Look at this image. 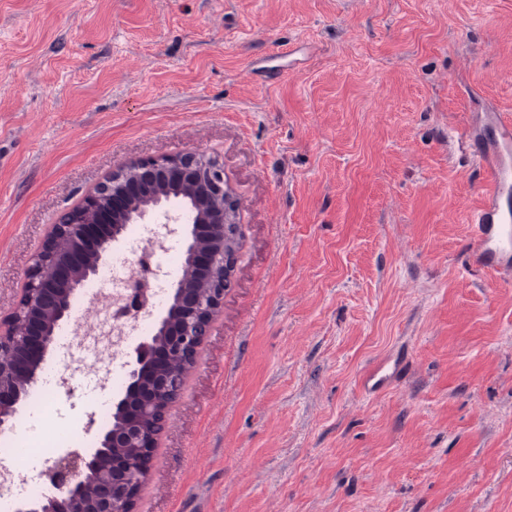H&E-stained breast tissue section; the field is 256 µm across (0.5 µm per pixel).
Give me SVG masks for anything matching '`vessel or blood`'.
I'll return each mask as SVG.
<instances>
[{
  "label": "vessel or blood",
  "mask_w": 512,
  "mask_h": 512,
  "mask_svg": "<svg viewBox=\"0 0 512 512\" xmlns=\"http://www.w3.org/2000/svg\"><path fill=\"white\" fill-rule=\"evenodd\" d=\"M496 135L472 153L483 168L492 190L482 207L468 222L477 244L475 267L480 271L504 272L512 269V124L492 116ZM397 368L379 364L361 381L366 395H376L396 380Z\"/></svg>",
  "instance_id": "obj_1"
}]
</instances>
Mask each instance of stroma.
I'll list each match as a JSON object with an SVG mask.
<instances>
[{"instance_id": "1", "label": "stroma", "mask_w": 512, "mask_h": 512, "mask_svg": "<svg viewBox=\"0 0 512 512\" xmlns=\"http://www.w3.org/2000/svg\"><path fill=\"white\" fill-rule=\"evenodd\" d=\"M491 112L512 0H0V320L114 168L195 152L239 201L136 512H512V277L469 269L488 187L448 135ZM86 370L6 439L81 448ZM399 363H394L390 368L382 363L370 369L362 378L361 387L368 396H374L383 389L389 388L396 380Z\"/></svg>"}]
</instances>
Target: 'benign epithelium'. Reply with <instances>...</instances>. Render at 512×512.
<instances>
[{"label":"benign epithelium","mask_w":512,"mask_h":512,"mask_svg":"<svg viewBox=\"0 0 512 512\" xmlns=\"http://www.w3.org/2000/svg\"><path fill=\"white\" fill-rule=\"evenodd\" d=\"M215 161L194 152L134 160L116 168L83 202L52 225L25 282L34 293L17 302L0 322V433L24 403L23 390L35 385L57 331L71 316L74 295L96 277L124 224H145L151 208L179 203L192 211L193 224L181 229L188 259L174 285L175 306L134 350L124 390L113 402L119 427H102L88 448L58 459L47 473L64 493L49 501L27 499L16 512H135L141 482L148 476L156 446L144 415L166 396L177 397L186 360L199 348L224 301V229L237 222V209Z\"/></svg>","instance_id":"7a95c632"}]
</instances>
